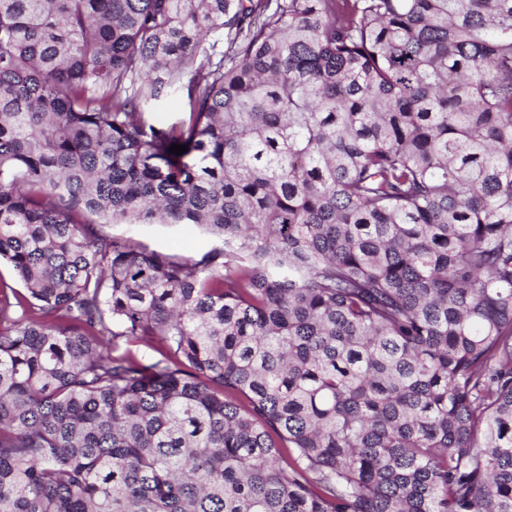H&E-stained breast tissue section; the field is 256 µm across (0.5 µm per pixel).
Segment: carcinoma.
Wrapping results in <instances>:
<instances>
[{
    "label": "carcinoma",
    "instance_id": "obj_1",
    "mask_svg": "<svg viewBox=\"0 0 512 512\" xmlns=\"http://www.w3.org/2000/svg\"><path fill=\"white\" fill-rule=\"evenodd\" d=\"M2 259L0 512H512V0H0ZM188 109L187 101L183 98H161L145 106L144 112L153 122H172L180 112ZM109 231L118 241L133 238L149 251L178 256L194 255L209 239L198 229L160 224H113Z\"/></svg>",
    "mask_w": 512,
    "mask_h": 512
}]
</instances>
